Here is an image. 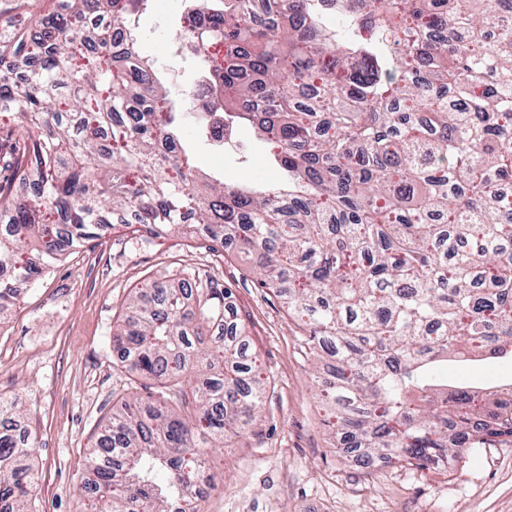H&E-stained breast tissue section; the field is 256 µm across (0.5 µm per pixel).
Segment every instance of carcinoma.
Wrapping results in <instances>:
<instances>
[{
  "label": "carcinoma",
  "instance_id": "cac0c4a2",
  "mask_svg": "<svg viewBox=\"0 0 512 512\" xmlns=\"http://www.w3.org/2000/svg\"><path fill=\"white\" fill-rule=\"evenodd\" d=\"M148 0H11L0 19V313L50 261L115 224L157 237L195 224L251 260L305 347L330 361L326 423L346 450L410 466L512 440V387H439L452 354L512 356V0H195L180 33L222 94L224 118L270 143L287 179L218 186L193 174L188 90L138 51ZM301 13L305 26L284 27ZM29 186L23 198L14 183ZM229 292L172 278L136 291L115 336L133 375L202 379L171 402L132 393L101 428L81 477L86 512H203L200 449L242 437L269 378L244 362ZM0 397V512H35L30 435Z\"/></svg>",
  "mask_w": 512,
  "mask_h": 512
}]
</instances>
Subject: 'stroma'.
Segmentation results:
<instances>
[{"instance_id": "obj_1", "label": "stroma", "mask_w": 512, "mask_h": 512, "mask_svg": "<svg viewBox=\"0 0 512 512\" xmlns=\"http://www.w3.org/2000/svg\"><path fill=\"white\" fill-rule=\"evenodd\" d=\"M188 0H149L139 53L157 76L186 87L198 77L179 48ZM240 153L215 156L205 138L188 145L198 173L250 185L274 183L266 149L241 128ZM188 272L228 289L269 378L262 418L233 446L208 448L214 485L206 512H512V442L461 454L454 471L384 462L362 469L322 424L320 367L282 300L258 285L235 249L175 232L160 238L115 225L54 263L0 325V397L15 400L35 440L40 512H81L79 475L101 424L131 391L113 332L124 305L150 278ZM449 386L492 393L512 384V360H452Z\"/></svg>"}]
</instances>
